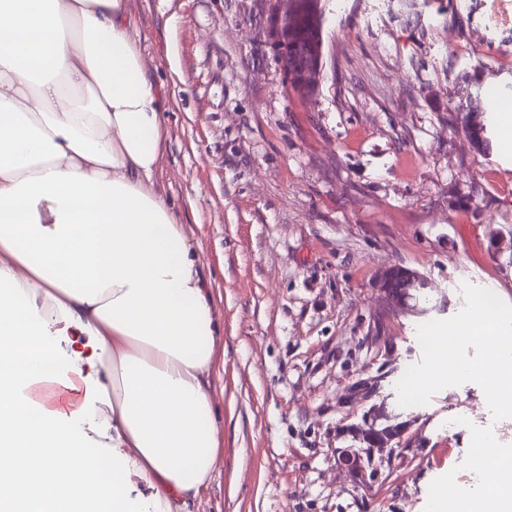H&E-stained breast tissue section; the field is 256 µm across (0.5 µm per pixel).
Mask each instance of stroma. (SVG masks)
<instances>
[{"mask_svg": "<svg viewBox=\"0 0 512 512\" xmlns=\"http://www.w3.org/2000/svg\"><path fill=\"white\" fill-rule=\"evenodd\" d=\"M332 0L324 80L288 85L266 0H128L149 74L171 97L156 187L197 246L224 327L213 378L222 461L192 512H430L481 433L512 448L486 346L426 342L489 285L512 311V138L490 153L456 104L512 97V0ZM429 283L415 312L376 275ZM405 431L364 477L339 461L375 408ZM470 95L473 96V100H472V98H470V100H469L468 96H470ZM479 97H480V88L478 86L475 93L467 92L465 100L463 102L459 103L456 111L458 112L457 114L460 115V128H461L462 132L464 134H467V132H470L471 137L478 145L477 150H480V152H485V151L490 150L491 143H490L488 136L486 135L487 131H486V126L484 124L483 112L479 109V106H478ZM473 104H475V106H474L475 111H474L473 119H476L475 117L477 116L478 112H481V115H480L479 121L467 129V126L465 125V122H464V113L463 112H472ZM418 284L421 288H414L411 291L412 300L418 306L421 298V290L427 288L426 280L417 272L399 266L390 267L377 274V285L380 293L388 306L405 308L408 310L409 301L403 288Z\"/></svg>", "mask_w": 512, "mask_h": 512, "instance_id": "stroma-1", "label": "stroma"}]
</instances>
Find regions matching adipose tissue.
I'll use <instances>...</instances> for the list:
<instances>
[{
  "mask_svg": "<svg viewBox=\"0 0 512 512\" xmlns=\"http://www.w3.org/2000/svg\"><path fill=\"white\" fill-rule=\"evenodd\" d=\"M169 106L125 0H0V512H189L214 475L222 327L154 189ZM473 303L453 334L511 391L512 312Z\"/></svg>",
  "mask_w": 512,
  "mask_h": 512,
  "instance_id": "adipose-tissue-1",
  "label": "adipose tissue"
}]
</instances>
